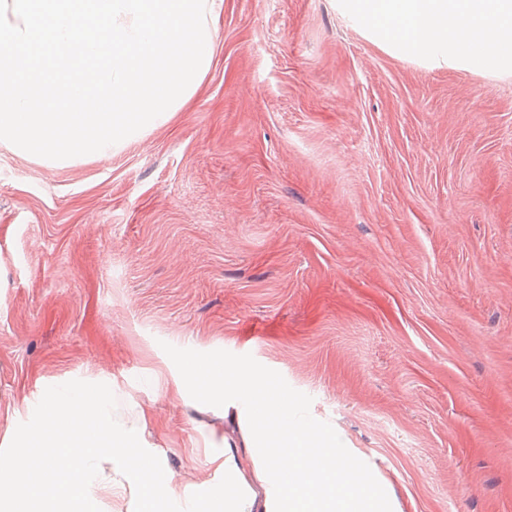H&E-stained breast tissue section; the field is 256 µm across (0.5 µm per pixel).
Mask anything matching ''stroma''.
<instances>
[{"label":"stroma","mask_w":512,"mask_h":512,"mask_svg":"<svg viewBox=\"0 0 512 512\" xmlns=\"http://www.w3.org/2000/svg\"><path fill=\"white\" fill-rule=\"evenodd\" d=\"M190 101L118 153L0 144V448L28 403L111 385L183 499L233 456V405L161 348L250 339L395 512H512V78L392 56L333 0H224Z\"/></svg>","instance_id":"stroma-1"}]
</instances>
